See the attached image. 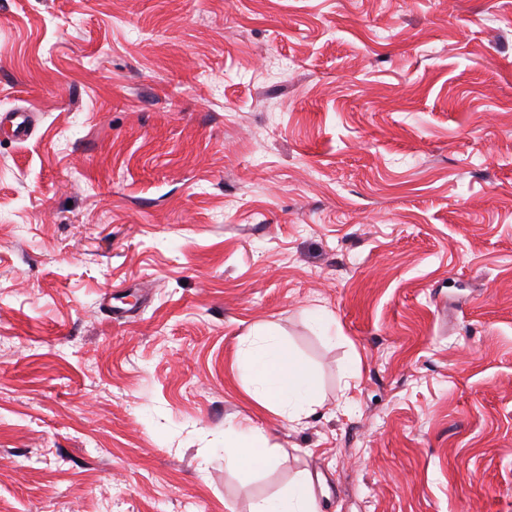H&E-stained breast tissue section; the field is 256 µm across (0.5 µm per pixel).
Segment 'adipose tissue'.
Returning <instances> with one entry per match:
<instances>
[{
    "label": "adipose tissue",
    "mask_w": 512,
    "mask_h": 512,
    "mask_svg": "<svg viewBox=\"0 0 512 512\" xmlns=\"http://www.w3.org/2000/svg\"><path fill=\"white\" fill-rule=\"evenodd\" d=\"M243 355L253 380L250 396L259 407L297 423L317 405L311 371L287 348L277 330L261 331ZM224 455L233 467L260 469L268 465L271 450L257 427L250 426L225 431ZM251 512H317V505L307 482L302 481L285 494L258 500Z\"/></svg>",
    "instance_id": "1"
}]
</instances>
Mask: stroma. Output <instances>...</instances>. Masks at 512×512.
<instances>
[{
    "mask_svg": "<svg viewBox=\"0 0 512 512\" xmlns=\"http://www.w3.org/2000/svg\"><path fill=\"white\" fill-rule=\"evenodd\" d=\"M15 108L0 512H512V0H0ZM0 127L7 129L17 141L26 140L31 133L29 114L23 110L1 113ZM280 335L271 328L256 331L254 336L261 337L243 350L254 386L249 395L260 408L298 423L319 398L311 371L287 349ZM224 455L233 467L260 469L268 465L271 449L267 448L258 428L250 426L224 432ZM316 508L307 482L302 481L288 488L285 494L258 500L251 512H317Z\"/></svg>",
    "mask_w": 512,
    "mask_h": 512,
    "instance_id": "1",
    "label": "stroma"
}]
</instances>
